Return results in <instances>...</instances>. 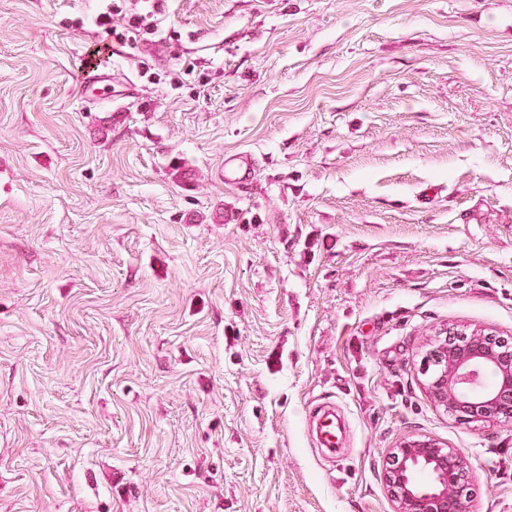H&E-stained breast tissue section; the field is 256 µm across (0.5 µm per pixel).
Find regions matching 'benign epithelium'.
<instances>
[{
    "label": "benign epithelium",
    "instance_id": "1",
    "mask_svg": "<svg viewBox=\"0 0 512 512\" xmlns=\"http://www.w3.org/2000/svg\"><path fill=\"white\" fill-rule=\"evenodd\" d=\"M427 390L435 404L465 419L512 416V343L490 333L472 335L454 326L442 329L424 361ZM496 384L481 399L459 396L478 385L485 372ZM385 480L396 512H469L463 489L469 469L455 448L429 439L405 438L392 452Z\"/></svg>",
    "mask_w": 512,
    "mask_h": 512
}]
</instances>
